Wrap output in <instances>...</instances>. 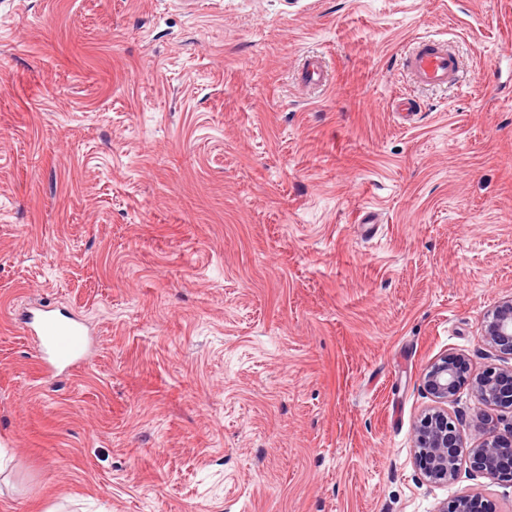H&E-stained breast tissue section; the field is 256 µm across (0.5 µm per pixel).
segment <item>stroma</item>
I'll return each instance as SVG.
<instances>
[{
  "instance_id": "1",
  "label": "stroma",
  "mask_w": 512,
  "mask_h": 512,
  "mask_svg": "<svg viewBox=\"0 0 512 512\" xmlns=\"http://www.w3.org/2000/svg\"><path fill=\"white\" fill-rule=\"evenodd\" d=\"M431 35L458 87L406 77ZM510 296L512 0H0V512H512L471 385L457 479L414 460ZM40 303L93 334L67 378ZM465 360L449 353L432 363L423 375V388L435 405L418 420L415 456L422 476L430 483L455 479L462 438L448 419V404L465 378Z\"/></svg>"
}]
</instances>
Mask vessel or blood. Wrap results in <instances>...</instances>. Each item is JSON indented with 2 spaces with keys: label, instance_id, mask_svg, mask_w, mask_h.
<instances>
[{
  "label": "vessel or blood",
  "instance_id": "vessel-or-blood-1",
  "mask_svg": "<svg viewBox=\"0 0 512 512\" xmlns=\"http://www.w3.org/2000/svg\"><path fill=\"white\" fill-rule=\"evenodd\" d=\"M404 66L418 87L454 85L460 72L456 54L431 39L419 41L405 57ZM24 329L35 336L45 356L46 372H70L85 365L93 341L79 316L63 318L45 305L28 318Z\"/></svg>",
  "mask_w": 512,
  "mask_h": 512
}]
</instances>
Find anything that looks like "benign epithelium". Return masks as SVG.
<instances>
[{
  "instance_id": "benign-epithelium-1",
  "label": "benign epithelium",
  "mask_w": 512,
  "mask_h": 512,
  "mask_svg": "<svg viewBox=\"0 0 512 512\" xmlns=\"http://www.w3.org/2000/svg\"><path fill=\"white\" fill-rule=\"evenodd\" d=\"M481 342L502 359H512V296L487 312L480 325ZM465 378L464 359L449 353L432 363L423 375V388L434 405L415 428L416 461L424 479L447 483L455 479L462 438L448 419V404ZM479 404L512 411V365L491 367L475 377ZM470 465L478 475L512 480V423L488 432L471 449Z\"/></svg>"
}]
</instances>
